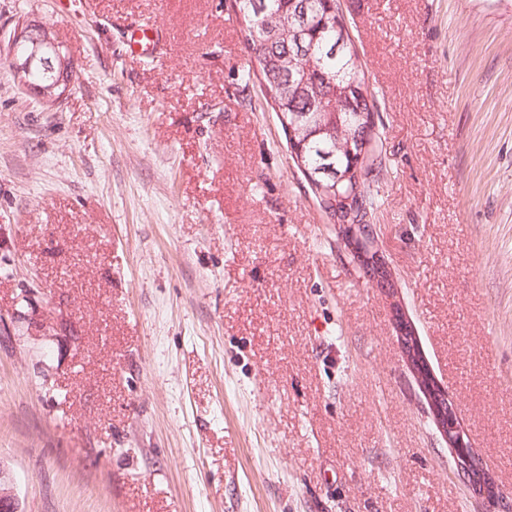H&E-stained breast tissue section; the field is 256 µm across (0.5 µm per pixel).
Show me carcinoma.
Here are the masks:
<instances>
[{
  "instance_id": "1",
  "label": "carcinoma",
  "mask_w": 512,
  "mask_h": 512,
  "mask_svg": "<svg viewBox=\"0 0 512 512\" xmlns=\"http://www.w3.org/2000/svg\"><path fill=\"white\" fill-rule=\"evenodd\" d=\"M248 49L242 78L259 79L273 101L282 128L295 125L297 169L315 183L352 199L354 210L374 213L370 190L383 171L382 141L375 129L376 105L352 42L337 30L339 0H235ZM297 58L288 71L285 61Z\"/></svg>"
}]
</instances>
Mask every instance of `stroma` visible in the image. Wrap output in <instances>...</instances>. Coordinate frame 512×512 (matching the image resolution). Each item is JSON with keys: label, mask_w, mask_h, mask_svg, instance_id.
Masks as SVG:
<instances>
[{"label": "stroma", "mask_w": 512, "mask_h": 512, "mask_svg": "<svg viewBox=\"0 0 512 512\" xmlns=\"http://www.w3.org/2000/svg\"><path fill=\"white\" fill-rule=\"evenodd\" d=\"M386 169L374 247L495 485L476 499L391 300L294 167L230 0H0V463L25 512H512V0H340ZM156 27L155 54L127 35ZM19 44L26 48L22 56L15 52V46ZM9 63L19 83L47 104L59 102L76 82V66L63 54L50 28L44 24L26 25L13 33ZM37 69L57 71V74L48 79L33 81L30 77Z\"/></svg>", "instance_id": "1"}]
</instances>
